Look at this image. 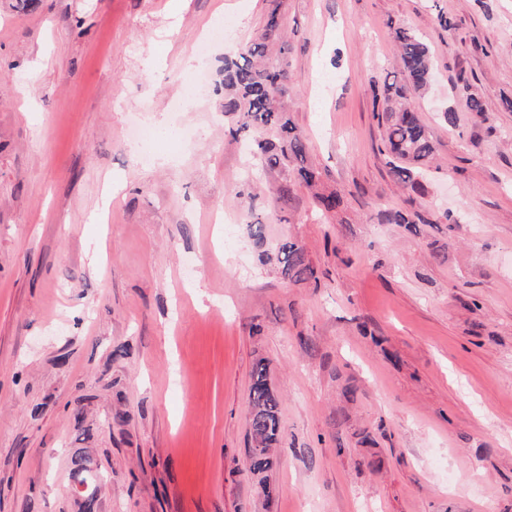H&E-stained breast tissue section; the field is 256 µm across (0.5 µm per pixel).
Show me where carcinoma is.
<instances>
[{
  "mask_svg": "<svg viewBox=\"0 0 512 512\" xmlns=\"http://www.w3.org/2000/svg\"><path fill=\"white\" fill-rule=\"evenodd\" d=\"M280 4L270 0L262 32L244 53L224 58L223 79L224 115L234 118L236 129L248 139L250 151L265 170H275L285 163L297 166L299 180L307 187L316 186L319 173L305 165L308 143L296 130L287 113L285 100L289 95L288 80L283 68L269 63L270 52L288 55L290 46L280 23ZM400 69L372 89L373 115L384 126L385 135L381 154L387 158L390 173L399 185L416 191L421 184L417 176L430 162L434 145L418 112L406 103L408 95L424 92L431 83L434 63L427 43L414 31L401 24L393 28ZM458 93L469 111L484 116L481 97L470 84L458 87ZM270 132L273 138L262 137ZM390 224H428L430 220L419 213L386 214ZM276 262L281 273L295 281H304L315 275L306 261L304 250L294 242L279 245ZM249 391L248 462L251 472L263 475L272 468L274 448L280 440L279 398L269 380L265 360H257L251 371ZM75 478L93 485L100 476L93 473L86 457L74 461Z\"/></svg>",
  "mask_w": 512,
  "mask_h": 512,
  "instance_id": "cac0c4a2",
  "label": "carcinoma"
}]
</instances>
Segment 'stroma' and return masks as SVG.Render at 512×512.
Wrapping results in <instances>:
<instances>
[{"instance_id":"35a3bbf8","label":"stroma","mask_w":512,"mask_h":512,"mask_svg":"<svg viewBox=\"0 0 512 512\" xmlns=\"http://www.w3.org/2000/svg\"><path fill=\"white\" fill-rule=\"evenodd\" d=\"M280 2L313 191L248 158L215 91L268 0H183L172 35L171 0H0V512H81L77 455L97 512H512V0ZM392 19L435 57L416 192L373 118L372 86L399 69ZM219 26L183 101L173 75ZM158 116L189 137L134 149ZM286 240L316 280L267 263ZM260 358L281 429L263 485ZM249 391V468L263 475L272 468L274 448L280 440L279 398L269 380V367L258 359L251 371Z\"/></svg>"}]
</instances>
